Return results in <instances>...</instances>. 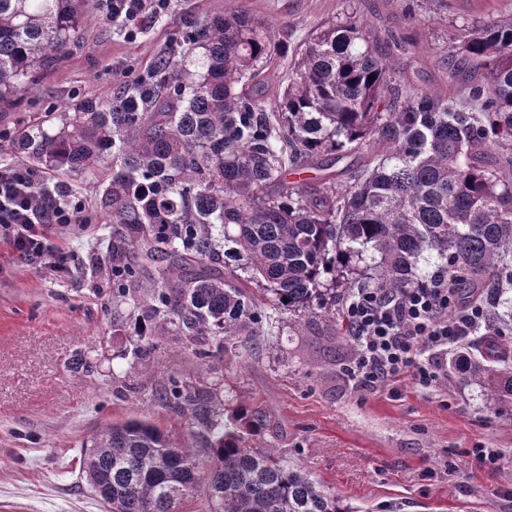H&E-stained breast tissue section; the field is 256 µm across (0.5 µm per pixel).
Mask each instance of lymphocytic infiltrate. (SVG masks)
Returning <instances> with one entry per match:
<instances>
[{
    "instance_id": "f902f5d3",
    "label": "lymphocytic infiltrate",
    "mask_w": 512,
    "mask_h": 512,
    "mask_svg": "<svg viewBox=\"0 0 512 512\" xmlns=\"http://www.w3.org/2000/svg\"><path fill=\"white\" fill-rule=\"evenodd\" d=\"M36 181L29 168L0 167V235L24 262H46L64 273L69 249L39 234L36 227L76 223L85 204L50 192L41 206H33ZM344 313L354 328L346 372L354 388L366 392L385 389L407 375L424 388L447 381L449 348L462 346L489 327L484 308L464 297L441 270L396 293L353 289Z\"/></svg>"
}]
</instances>
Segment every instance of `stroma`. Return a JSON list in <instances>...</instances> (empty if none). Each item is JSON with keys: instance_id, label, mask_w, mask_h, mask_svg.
<instances>
[{"instance_id": "35a3bbf8", "label": "stroma", "mask_w": 512, "mask_h": 512, "mask_svg": "<svg viewBox=\"0 0 512 512\" xmlns=\"http://www.w3.org/2000/svg\"><path fill=\"white\" fill-rule=\"evenodd\" d=\"M170 0L134 33L111 24L102 0H86L87 23L66 62L29 103L0 109V131L35 116L105 97L164 52L187 16L228 8L287 29L290 45L343 21L353 10L370 28L418 43L400 69L440 96L450 86L442 59L451 34L474 19L512 15V0ZM70 246L69 274L18 260L0 240V512H105L79 475L83 442L105 423L147 419L177 442L200 447L159 402L172 382L216 392V410L262 409L271 426L250 437L277 449L333 491L350 512H512V403L449 370L446 385L421 389L406 377L376 393L353 389L349 344L329 346L327 323L284 315L277 328L202 356L173 328L146 338L136 310L112 302V281L96 264L111 244L107 224H50ZM473 448L503 459L490 471Z\"/></svg>"}]
</instances>
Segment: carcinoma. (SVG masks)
Masks as SVG:
<instances>
[{"label":"carcinoma","mask_w":512,"mask_h":512,"mask_svg":"<svg viewBox=\"0 0 512 512\" xmlns=\"http://www.w3.org/2000/svg\"><path fill=\"white\" fill-rule=\"evenodd\" d=\"M84 0H0V105L19 107L69 55ZM414 42L345 15L295 50L270 109L261 76L288 40L265 20L225 10L185 20L177 49L158 55L108 98H86L21 129L22 164L99 188L89 220L112 225V298L140 324L173 326L220 348L260 336L289 314L351 325L336 306L351 288H411L442 268L512 329V17L476 21L444 57L455 96L408 82L391 58ZM374 80H369V76ZM366 150L343 174L303 188L288 172L320 170ZM238 265L229 269L224 256ZM370 257L372 264L357 266ZM512 342L484 336L463 375L512 398ZM164 404L209 433L207 448L173 441L141 419L110 422L83 446L79 470L107 512H175L203 485L216 512H349L310 474L245 435L270 426L261 410L220 423L187 383Z\"/></svg>","instance_id":"obj_1"}]
</instances>
